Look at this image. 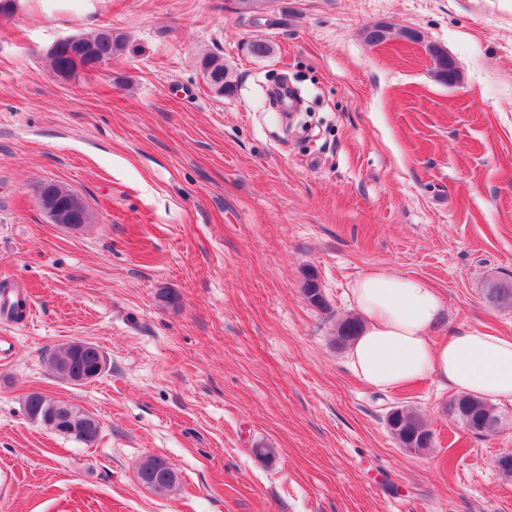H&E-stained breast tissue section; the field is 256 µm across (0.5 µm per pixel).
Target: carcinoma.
<instances>
[{"label":"carcinoma","mask_w":512,"mask_h":512,"mask_svg":"<svg viewBox=\"0 0 512 512\" xmlns=\"http://www.w3.org/2000/svg\"><path fill=\"white\" fill-rule=\"evenodd\" d=\"M129 46L127 37L116 34L112 26L105 25L81 36L80 47L96 60L110 61L124 53ZM254 58H266L273 53V46L265 39L256 38L245 46ZM201 66L212 91L218 96H229L237 89V78L233 69L216 54H206ZM303 294L315 307L325 305V299L314 277L307 278ZM487 297L503 308H512V282L502 281L496 288L486 289ZM361 322L356 317H347L338 322L333 344L343 351L351 346L359 335ZM100 348L92 342L74 339L54 348L49 356V368L59 379L71 383L87 376L95 369ZM24 409L27 417L66 437L83 444L95 442L100 433L99 421L91 413L66 400L56 399L40 393L25 397ZM450 411L458 418L462 428L476 436L487 435V430L498 425V414L488 402L461 395L450 404ZM392 437L402 448H429L433 443V432L415 412L401 409L395 420L387 423ZM136 477L140 485L156 493L172 491L178 483L176 471L163 458L148 456L138 465Z\"/></svg>","instance_id":"1"}]
</instances>
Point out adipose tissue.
Listing matches in <instances>:
<instances>
[{
	"instance_id": "adipose-tissue-1",
	"label": "adipose tissue",
	"mask_w": 512,
	"mask_h": 512,
	"mask_svg": "<svg viewBox=\"0 0 512 512\" xmlns=\"http://www.w3.org/2000/svg\"><path fill=\"white\" fill-rule=\"evenodd\" d=\"M352 298L363 329L350 368L388 392L433 377L457 393L512 404V336L463 329L436 341L445 303L426 282L377 269L359 278Z\"/></svg>"
}]
</instances>
